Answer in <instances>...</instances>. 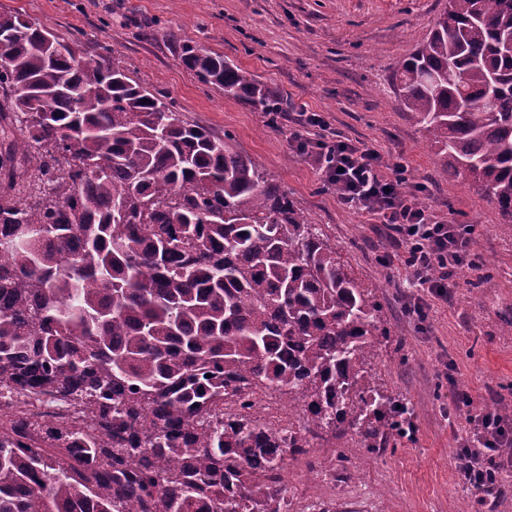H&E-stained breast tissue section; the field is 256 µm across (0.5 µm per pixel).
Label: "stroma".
I'll use <instances>...</instances> for the list:
<instances>
[{"instance_id":"stroma-1","label":"stroma","mask_w":512,"mask_h":512,"mask_svg":"<svg viewBox=\"0 0 512 512\" xmlns=\"http://www.w3.org/2000/svg\"><path fill=\"white\" fill-rule=\"evenodd\" d=\"M448 0H0L8 12L83 49L107 47L115 64L143 85L168 94L183 119L232 133L236 149L287 189L311 223L321 225L343 259L376 286L393 335L367 370L375 385L415 412L413 434L383 450L340 461L333 442L315 440L319 467L294 460L285 471L288 498L337 512H492V498L464 484L456 449L473 416L512 403V226L470 183L450 178L421 128L403 112L390 75L422 41ZM176 33L218 53L283 100L324 115L332 130L373 145L386 161L404 159L426 181L437 218L470 227L476 260L447 298L418 288L402 259L381 260L392 246L386 228L341 206L321 174L290 148L291 123H267L246 101L204 84L174 52ZM491 279L480 289L471 282ZM423 301L424 313L413 304ZM473 398L457 409L458 391Z\"/></svg>"}]
</instances>
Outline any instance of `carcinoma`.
<instances>
[{
	"instance_id": "1",
	"label": "carcinoma",
	"mask_w": 512,
	"mask_h": 512,
	"mask_svg": "<svg viewBox=\"0 0 512 512\" xmlns=\"http://www.w3.org/2000/svg\"><path fill=\"white\" fill-rule=\"evenodd\" d=\"M511 40L512 0H448L391 74L450 175L506 224ZM176 45L225 96L278 108L277 88ZM110 52L0 13V386L77 411H12L0 512H285L286 458L310 439L355 428L374 452L408 430L365 369L391 330L279 182ZM259 390L305 426L254 416ZM30 409L32 413L40 416L43 419L58 420L61 417L76 416L74 415L75 408L69 404H58L53 400L43 399L40 397L39 401L35 402V406Z\"/></svg>"
}]
</instances>
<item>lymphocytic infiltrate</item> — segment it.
<instances>
[{
	"label": "lymphocytic infiltrate",
	"instance_id": "obj_1",
	"mask_svg": "<svg viewBox=\"0 0 512 512\" xmlns=\"http://www.w3.org/2000/svg\"><path fill=\"white\" fill-rule=\"evenodd\" d=\"M266 118L272 125L293 120L291 149L312 160L325 184L339 186L341 205L361 210L388 226L418 287L437 297L447 296L456 276L472 268L466 229L430 215L420 202L427 187L410 183L406 163L386 162L368 144L329 131L318 112L303 109L293 116L270 112ZM511 446L512 434L506 433L498 413L483 412L472 436L456 450L460 476L474 485L484 471H500L502 465L496 457Z\"/></svg>",
	"mask_w": 512,
	"mask_h": 512
}]
</instances>
